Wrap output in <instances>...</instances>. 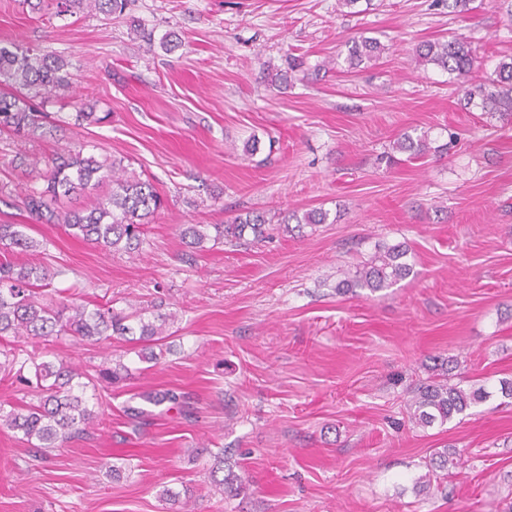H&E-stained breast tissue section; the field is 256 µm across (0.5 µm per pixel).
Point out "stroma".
<instances>
[{"instance_id":"obj_1","label":"stroma","mask_w":512,"mask_h":512,"mask_svg":"<svg viewBox=\"0 0 512 512\" xmlns=\"http://www.w3.org/2000/svg\"><path fill=\"white\" fill-rule=\"evenodd\" d=\"M361 37L383 52L353 69L347 43ZM452 37L485 79L512 57L505 0H472L465 14L444 0H131L118 19L0 0V42L63 56L72 83L45 105L58 132L0 134V224L41 244L18 262L55 271L66 299L177 316L151 362L116 338L44 349L42 360L93 378L98 419L39 451L0 427V512H167L165 485L187 491L191 512L512 507V398L498 392L512 380V116L466 107L452 75L416 62L417 44ZM79 100L109 120L75 125ZM406 133L428 135L424 158L396 149ZM67 150L121 162L165 197L141 253L105 252L24 211L32 180L19 158ZM312 209L327 222H281ZM249 211L268 219L250 247L209 239L196 250L180 235ZM398 243L407 278L337 293ZM448 357L464 385L492 396L413 427L405 401ZM119 362L128 375L98 381ZM167 389L183 397L169 412L139 399ZM437 448L463 465L417 491ZM218 455L245 494L209 483Z\"/></svg>"}]
</instances>
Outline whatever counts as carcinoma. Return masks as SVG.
<instances>
[{
	"label": "carcinoma",
	"mask_w": 512,
	"mask_h": 512,
	"mask_svg": "<svg viewBox=\"0 0 512 512\" xmlns=\"http://www.w3.org/2000/svg\"><path fill=\"white\" fill-rule=\"evenodd\" d=\"M127 5L128 0H57L56 8L61 16L84 10L121 15ZM380 52L377 41L354 38L348 46L350 67L355 68ZM415 59L455 76L468 104L491 115H512V61L499 62L490 77L473 82L470 74L474 59L467 45L457 39L424 41L416 48ZM3 82L21 93H0V130L22 139L45 137L57 130L36 100L50 99L58 91L70 88L66 59L37 54L16 43L0 44V84ZM396 149L419 158L428 149V135L423 133L414 138L406 134L397 141ZM20 164L34 174L35 180L43 182L41 187H31L24 198L26 211L37 221L58 224L70 236L108 252L130 254L142 250V226L163 206V199L150 181L127 177L116 162L99 161L81 151L22 158ZM105 184L112 186L110 193L89 208L54 206L61 198L70 199ZM292 219L298 224H324L327 213L311 210L301 218L293 213L283 217L281 223ZM266 223L263 214L248 212L228 224L213 225V240L241 244L248 231L258 239L263 236ZM24 228L23 224H0V244L8 249L35 250L38 243ZM181 236L188 244L199 246L209 237L208 226L188 224L181 230ZM406 256L405 246L394 245L376 254L354 277L339 281L336 291L344 294L358 289L376 292L388 288L410 275L412 267L405 261ZM51 280L46 268L0 259V336H26L44 346L67 335L92 342L118 336L140 346L139 359H157L154 348L161 346L167 336L172 315L134 305L127 313H116L110 306L57 302L45 292ZM32 365L34 378L26 377L23 382L35 387L37 403L24 411L6 413L0 409V425L21 433L36 448H60L97 421V414L89 408L84 395L87 384L78 381L82 377L79 369L62 362L34 361ZM458 367L459 361L452 359L427 368L430 375L406 400L408 419L414 426L424 430L444 425L489 399L491 393L484 386L465 389L454 381L452 369ZM141 398L158 407L180 404L181 395L173 390L148 391ZM460 461V453L455 450H436L429 461L428 474L419 478L421 490L431 487V477L436 472L456 468ZM222 471L221 457L208 472L216 488L233 496L244 492L246 485L236 474L230 472L217 478ZM159 498L174 506L172 512H189L188 501L170 487H162Z\"/></svg>",
	"instance_id": "carcinoma-1"
}]
</instances>
